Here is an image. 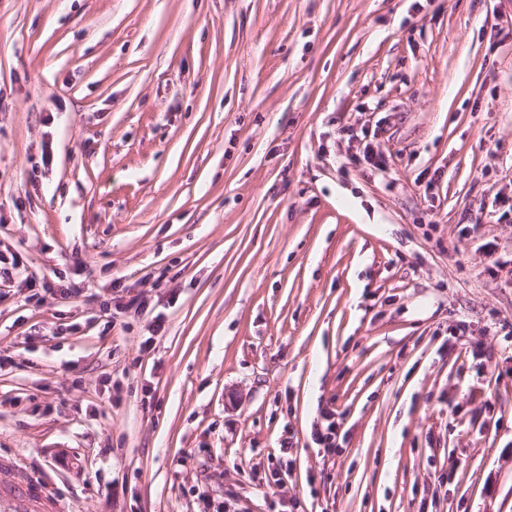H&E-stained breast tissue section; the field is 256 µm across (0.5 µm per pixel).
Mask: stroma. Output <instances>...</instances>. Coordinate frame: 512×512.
Listing matches in <instances>:
<instances>
[{"instance_id": "1", "label": "stroma", "mask_w": 512, "mask_h": 512, "mask_svg": "<svg viewBox=\"0 0 512 512\" xmlns=\"http://www.w3.org/2000/svg\"><path fill=\"white\" fill-rule=\"evenodd\" d=\"M510 22L512 0H0L23 262L0 501L512 512V275L486 256H512ZM364 127L384 168L348 162ZM27 276L80 293L39 304Z\"/></svg>"}]
</instances>
